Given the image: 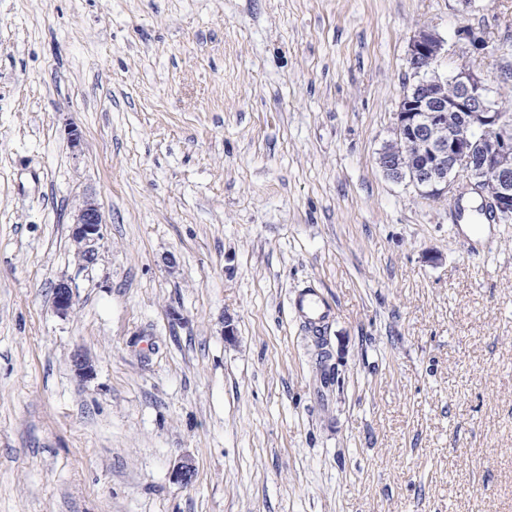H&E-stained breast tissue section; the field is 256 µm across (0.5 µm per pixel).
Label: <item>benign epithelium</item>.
<instances>
[{
  "instance_id": "obj_1",
  "label": "benign epithelium",
  "mask_w": 512,
  "mask_h": 512,
  "mask_svg": "<svg viewBox=\"0 0 512 512\" xmlns=\"http://www.w3.org/2000/svg\"><path fill=\"white\" fill-rule=\"evenodd\" d=\"M444 39L423 26L413 36L408 61L417 79L414 90L403 96L397 112L394 137L402 146L382 149L378 164L395 182L409 177L422 196L438 199L460 197L464 190L480 191L492 182L496 191L483 196L497 220L512 221V114L503 111L491 89L474 67L453 75L439 73ZM105 221L97 202L87 199L72 223V240L82 262L94 260L93 245L104 237ZM53 306L67 315L73 306L72 286L61 281L54 288ZM75 373L90 379L95 362L78 349L72 356ZM194 468L187 458L173 468V482L188 486Z\"/></svg>"
}]
</instances>
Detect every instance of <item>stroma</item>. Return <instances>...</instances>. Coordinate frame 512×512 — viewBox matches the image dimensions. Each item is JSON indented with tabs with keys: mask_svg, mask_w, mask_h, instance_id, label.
<instances>
[{
	"mask_svg": "<svg viewBox=\"0 0 512 512\" xmlns=\"http://www.w3.org/2000/svg\"><path fill=\"white\" fill-rule=\"evenodd\" d=\"M424 25L512 113V0H0V512H512V224L376 162ZM105 221L100 206L93 199H86L78 209L72 223V240L76 255L82 262L94 260L93 245L104 237Z\"/></svg>",
	"mask_w": 512,
	"mask_h": 512,
	"instance_id": "35a3bbf8",
	"label": "stroma"
}]
</instances>
